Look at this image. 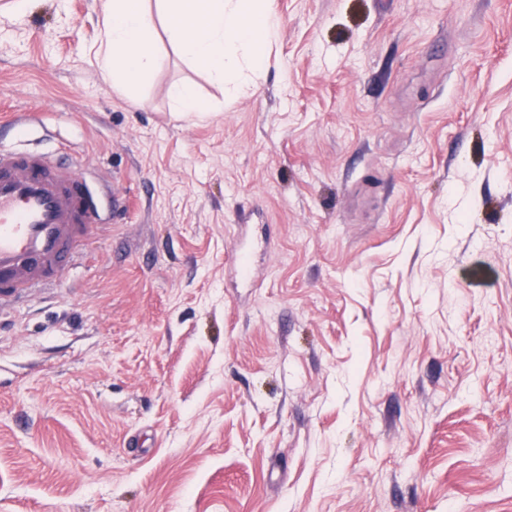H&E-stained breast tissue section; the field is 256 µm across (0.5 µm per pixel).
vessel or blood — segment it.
Returning <instances> with one entry per match:
<instances>
[{"instance_id": "obj_1", "label": "vessel or blood", "mask_w": 512, "mask_h": 512, "mask_svg": "<svg viewBox=\"0 0 512 512\" xmlns=\"http://www.w3.org/2000/svg\"><path fill=\"white\" fill-rule=\"evenodd\" d=\"M121 208L100 174L0 146V310L55 285Z\"/></svg>"}]
</instances>
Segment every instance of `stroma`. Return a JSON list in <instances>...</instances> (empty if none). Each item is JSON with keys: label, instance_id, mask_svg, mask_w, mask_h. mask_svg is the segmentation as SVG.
<instances>
[{"label": "stroma", "instance_id": "stroma-1", "mask_svg": "<svg viewBox=\"0 0 512 512\" xmlns=\"http://www.w3.org/2000/svg\"><path fill=\"white\" fill-rule=\"evenodd\" d=\"M11 2L0 114L133 204L0 311V512H512V0H274L231 100ZM174 112H206V106L200 102L193 87L189 84H176L171 90Z\"/></svg>", "mask_w": 512, "mask_h": 512}]
</instances>
